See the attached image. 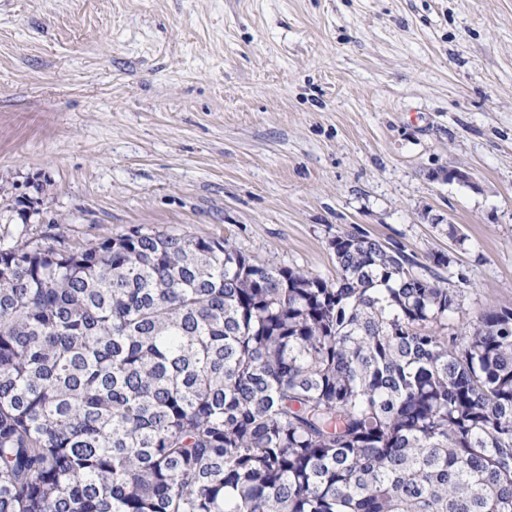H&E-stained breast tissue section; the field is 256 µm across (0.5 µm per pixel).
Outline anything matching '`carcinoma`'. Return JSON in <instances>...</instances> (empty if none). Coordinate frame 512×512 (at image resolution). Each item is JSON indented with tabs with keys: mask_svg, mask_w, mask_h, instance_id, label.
<instances>
[{
	"mask_svg": "<svg viewBox=\"0 0 512 512\" xmlns=\"http://www.w3.org/2000/svg\"><path fill=\"white\" fill-rule=\"evenodd\" d=\"M329 245H0V512H512V308Z\"/></svg>",
	"mask_w": 512,
	"mask_h": 512,
	"instance_id": "1",
	"label": "carcinoma"
}]
</instances>
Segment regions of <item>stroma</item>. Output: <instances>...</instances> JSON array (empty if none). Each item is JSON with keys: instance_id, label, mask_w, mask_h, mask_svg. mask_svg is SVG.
Listing matches in <instances>:
<instances>
[{"instance_id": "1", "label": "stroma", "mask_w": 512, "mask_h": 512, "mask_svg": "<svg viewBox=\"0 0 512 512\" xmlns=\"http://www.w3.org/2000/svg\"><path fill=\"white\" fill-rule=\"evenodd\" d=\"M135 227L512 307V0H0V242Z\"/></svg>"}]
</instances>
